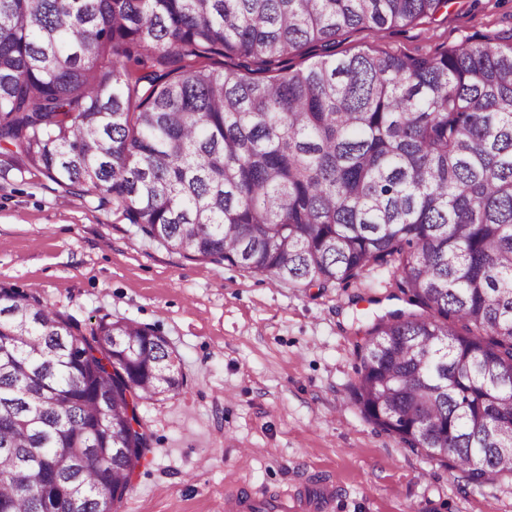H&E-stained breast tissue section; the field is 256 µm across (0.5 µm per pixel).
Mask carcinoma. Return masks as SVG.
I'll return each instance as SVG.
<instances>
[{
	"mask_svg": "<svg viewBox=\"0 0 512 512\" xmlns=\"http://www.w3.org/2000/svg\"><path fill=\"white\" fill-rule=\"evenodd\" d=\"M449 2L0 0V171L276 284L392 268L421 312L365 331L351 399L480 489L512 477V36L330 52ZM172 354L0 286V512H116L149 448L140 405L184 385Z\"/></svg>",
	"mask_w": 512,
	"mask_h": 512,
	"instance_id": "obj_1",
	"label": "carcinoma"
}]
</instances>
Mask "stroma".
<instances>
[{"instance_id": "35a3bbf8", "label": "stroma", "mask_w": 512, "mask_h": 512, "mask_svg": "<svg viewBox=\"0 0 512 512\" xmlns=\"http://www.w3.org/2000/svg\"><path fill=\"white\" fill-rule=\"evenodd\" d=\"M512 34V0H450L436 19L354 29L338 54L424 55ZM387 268L348 287L293 288L193 261L144 238L116 206L38 173L0 176V284L81 324L157 328L181 359L179 394L142 404L151 447L117 512H224V499L334 489L332 512H512V481L475 489L401 448L348 397L379 316L411 312Z\"/></svg>"}]
</instances>
